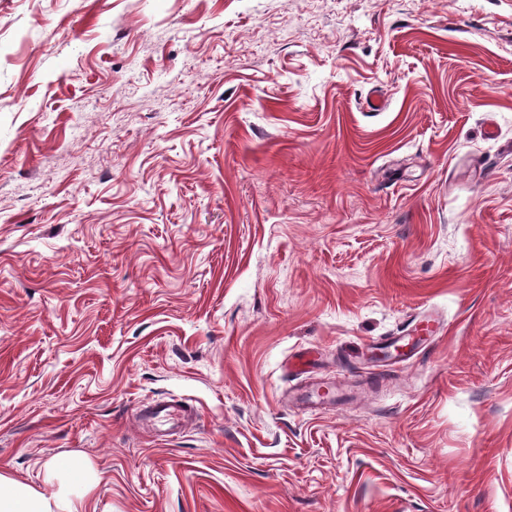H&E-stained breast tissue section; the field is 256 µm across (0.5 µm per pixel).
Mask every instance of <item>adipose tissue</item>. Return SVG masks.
I'll return each instance as SVG.
<instances>
[{"mask_svg": "<svg viewBox=\"0 0 512 512\" xmlns=\"http://www.w3.org/2000/svg\"><path fill=\"white\" fill-rule=\"evenodd\" d=\"M58 467L66 473L68 484L49 494L0 472V512H84L97 473L78 457L63 460Z\"/></svg>", "mask_w": 512, "mask_h": 512, "instance_id": "1", "label": "adipose tissue"}]
</instances>
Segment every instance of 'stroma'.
I'll return each instance as SVG.
<instances>
[{
  "label": "stroma",
  "instance_id": "obj_1",
  "mask_svg": "<svg viewBox=\"0 0 512 512\" xmlns=\"http://www.w3.org/2000/svg\"><path fill=\"white\" fill-rule=\"evenodd\" d=\"M76 455L87 512H512V0H0V471ZM336 387L334 386H308L299 396V401L304 408L315 410L325 404L334 403Z\"/></svg>",
  "mask_w": 512,
  "mask_h": 512
}]
</instances>
